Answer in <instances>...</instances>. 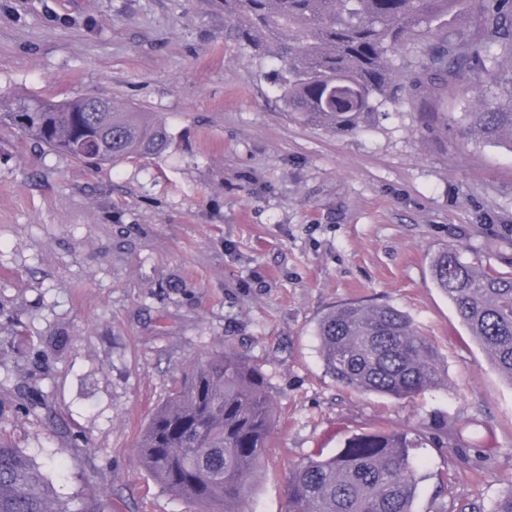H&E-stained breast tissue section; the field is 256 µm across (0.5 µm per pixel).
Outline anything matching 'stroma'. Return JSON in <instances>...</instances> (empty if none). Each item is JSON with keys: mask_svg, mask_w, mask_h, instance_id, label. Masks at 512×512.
Returning a JSON list of instances; mask_svg holds the SVG:
<instances>
[{"mask_svg": "<svg viewBox=\"0 0 512 512\" xmlns=\"http://www.w3.org/2000/svg\"><path fill=\"white\" fill-rule=\"evenodd\" d=\"M224 0H0V93L110 99L165 152L78 162L0 128V436L81 512H200L137 441L188 367L233 352L265 378L271 444L247 512H282L288 470L380 427L421 435L413 512L490 506L512 485V385L436 287L448 246L512 272V153L479 142L446 89L401 88L353 133L297 121L224 38ZM387 304L435 345L412 398L327 371L321 318Z\"/></svg>", "mask_w": 512, "mask_h": 512, "instance_id": "stroma-1", "label": "stroma"}]
</instances>
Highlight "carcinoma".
<instances>
[{"mask_svg":"<svg viewBox=\"0 0 512 512\" xmlns=\"http://www.w3.org/2000/svg\"><path fill=\"white\" fill-rule=\"evenodd\" d=\"M477 11L478 35L439 20L459 5ZM224 37L259 63H281L280 98L304 123L336 133L360 129L396 103L397 47L419 56L410 87L473 75L481 103L459 101L460 122L482 142L512 152V0H224ZM437 30L435 39L420 33ZM91 96L65 101L0 95V126L76 160L157 155L167 128L148 114ZM432 276L500 375L512 383V273L476 269L450 246ZM318 337L336 382L354 391L413 397L441 382L434 344L390 305L346 303ZM274 415L263 378L238 355L195 364L153 414L138 441L141 465L202 512H246L251 480L269 446ZM415 441L400 429L357 434L335 455L288 472L284 512H412ZM0 512H68L42 466L0 437ZM512 512V485L488 510Z\"/></svg>","mask_w":512,"mask_h":512,"instance_id":"carcinoma-1","label":"carcinoma"}]
</instances>
